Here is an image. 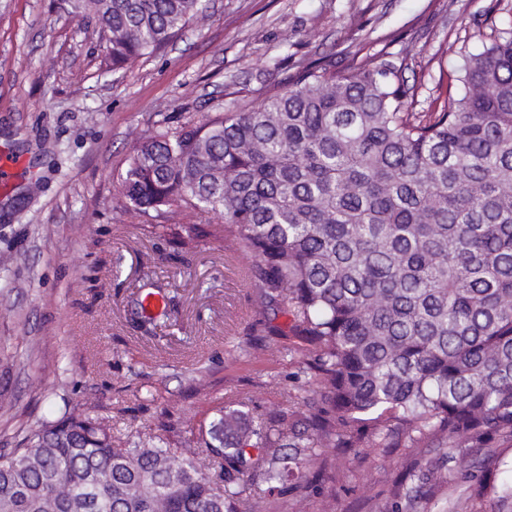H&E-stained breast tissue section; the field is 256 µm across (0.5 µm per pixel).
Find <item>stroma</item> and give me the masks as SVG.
Segmentation results:
<instances>
[{"mask_svg":"<svg viewBox=\"0 0 512 512\" xmlns=\"http://www.w3.org/2000/svg\"><path fill=\"white\" fill-rule=\"evenodd\" d=\"M512 14V0H209L165 48L112 72L94 22L58 0H0V149L25 163L0 190V453L42 421L96 408L114 447L164 434L195 448L218 410L302 421L317 384L297 338L244 273L234 243L181 249L123 207L119 176L157 126L177 128L283 81V57L337 68L401 63L413 109L441 105L466 54ZM161 298L143 323L140 303ZM428 495L405 512H463L476 478L442 448H327L310 485L262 495L260 512H395L406 470Z\"/></svg>","mask_w":512,"mask_h":512,"instance_id":"35a3bbf8","label":"stroma"}]
</instances>
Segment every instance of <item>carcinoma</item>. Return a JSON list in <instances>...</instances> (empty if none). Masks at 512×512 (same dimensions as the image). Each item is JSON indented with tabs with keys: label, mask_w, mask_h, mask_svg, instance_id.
<instances>
[{
	"label": "carcinoma",
	"mask_w": 512,
	"mask_h": 512,
	"mask_svg": "<svg viewBox=\"0 0 512 512\" xmlns=\"http://www.w3.org/2000/svg\"><path fill=\"white\" fill-rule=\"evenodd\" d=\"M110 34L120 68L205 16L202 0H59ZM279 90L199 124L160 129L130 155L126 206L184 203L224 217L153 224L186 248L230 239L311 347L324 389L311 427L227 407L196 451L152 436L128 448L93 409L42 423L0 455V512H241L247 480L306 481L324 448L454 449L458 472L512 442V16L465 57L463 91L412 111L401 67L292 66ZM479 499L512 497L480 486Z\"/></svg>",
	"instance_id": "obj_1"
}]
</instances>
